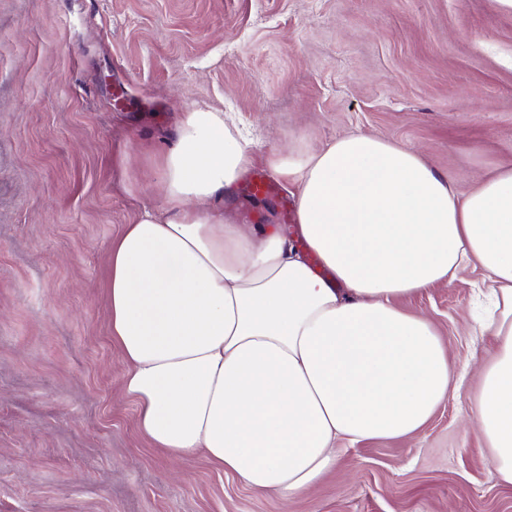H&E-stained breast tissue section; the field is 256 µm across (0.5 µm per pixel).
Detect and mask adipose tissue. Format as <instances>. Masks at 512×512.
<instances>
[{
    "mask_svg": "<svg viewBox=\"0 0 512 512\" xmlns=\"http://www.w3.org/2000/svg\"><path fill=\"white\" fill-rule=\"evenodd\" d=\"M255 161L223 113L189 108L157 158L159 204L110 247L112 339L141 433L254 490L310 491L341 445L412 437L458 389L434 323L401 301L473 264L494 339L477 434L512 486V167L462 197L384 137L274 151L264 162L297 198L291 233L217 209Z\"/></svg>",
    "mask_w": 512,
    "mask_h": 512,
    "instance_id": "1",
    "label": "adipose tissue"
}]
</instances>
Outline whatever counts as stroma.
<instances>
[{
    "instance_id": "obj_1",
    "label": "stroma",
    "mask_w": 512,
    "mask_h": 512,
    "mask_svg": "<svg viewBox=\"0 0 512 512\" xmlns=\"http://www.w3.org/2000/svg\"><path fill=\"white\" fill-rule=\"evenodd\" d=\"M127 94L124 108L112 87ZM207 106L256 154L350 133L417 150L458 194L512 166V13L493 0H0V512H512L475 437L493 348L468 266L406 299L464 376L417 435L340 451L284 498L138 429L111 337L109 246L162 178L184 112ZM277 195L226 218L282 224Z\"/></svg>"
}]
</instances>
